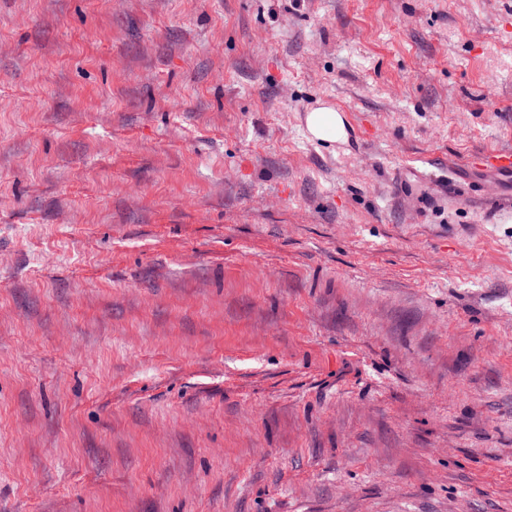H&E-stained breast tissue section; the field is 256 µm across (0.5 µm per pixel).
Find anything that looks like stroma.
Masks as SVG:
<instances>
[{
	"instance_id": "1",
	"label": "stroma",
	"mask_w": 512,
	"mask_h": 512,
	"mask_svg": "<svg viewBox=\"0 0 512 512\" xmlns=\"http://www.w3.org/2000/svg\"><path fill=\"white\" fill-rule=\"evenodd\" d=\"M491 149L512 0H0V512H512ZM306 127L310 135L320 141H336L344 130L343 118L331 108H318L306 118Z\"/></svg>"
}]
</instances>
